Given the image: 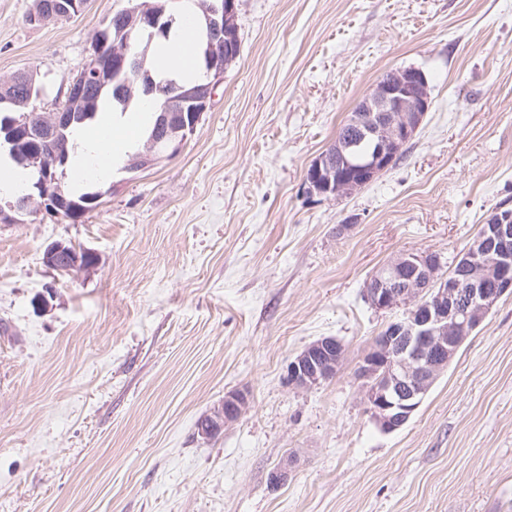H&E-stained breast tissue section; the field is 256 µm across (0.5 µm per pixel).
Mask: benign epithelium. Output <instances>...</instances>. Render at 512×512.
<instances>
[{
    "instance_id": "benign-epithelium-1",
    "label": "benign epithelium",
    "mask_w": 512,
    "mask_h": 512,
    "mask_svg": "<svg viewBox=\"0 0 512 512\" xmlns=\"http://www.w3.org/2000/svg\"><path fill=\"white\" fill-rule=\"evenodd\" d=\"M81 7L78 0H43L38 19L46 22L70 17ZM119 15L125 24L117 28L112 41L104 40L90 52L84 68L67 83V99L78 101L87 85L104 87L134 66L144 70V61L130 55V43L147 31L160 30L163 12L142 3L121 10ZM203 17L206 79L177 89L166 100L157 117L156 136L148 142V151L127 168L130 173L149 168L163 152L179 149L223 84L225 63L239 56L237 0H215L204 9ZM109 44L112 48L103 51ZM431 102L428 79L419 68H396L377 80L346 121L349 129L369 142L370 149L360 153L350 139L336 137L306 170L309 193L347 198L392 168L418 134ZM34 111L44 112L41 125L25 120L14 122L13 128L31 138L26 163L38 172L39 194H26L7 203V208L1 207L0 222L4 224L16 222L15 214L21 211L36 217L59 215V204L47 189L50 162L42 145L47 134L70 122V115L59 100L48 108L36 106ZM44 260L57 272L93 267L70 252L64 242L49 245ZM442 269L439 254L409 251L391 259L367 283L371 307L379 311L404 309L403 317L388 324L375 338L358 368L364 402L384 433L394 432L409 421L465 340L504 296L512 295V209L491 210L471 250L457 257L448 273ZM344 352V345L334 336L309 343L288 362V384L298 389L321 385L334 376ZM247 406V391L225 393L224 401L201 418V436L211 437L237 421ZM294 464L292 455L283 459L269 474L270 487L286 484Z\"/></svg>"
}]
</instances>
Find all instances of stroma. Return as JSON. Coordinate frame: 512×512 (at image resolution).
<instances>
[{
  "instance_id": "35a3bbf8",
  "label": "stroma",
  "mask_w": 512,
  "mask_h": 512,
  "mask_svg": "<svg viewBox=\"0 0 512 512\" xmlns=\"http://www.w3.org/2000/svg\"><path fill=\"white\" fill-rule=\"evenodd\" d=\"M31 4L0 0V77L37 72L48 104L130 0L37 27ZM238 27L177 154L116 167L77 222L0 224V512H512V297L395 432L356 374L403 315L369 305L373 271L455 259L512 200V0H239ZM406 66L433 105L404 158L352 197L307 193L357 100ZM56 241L97 264L58 275ZM322 336L346 348L336 375L289 386ZM235 389L246 413L198 435Z\"/></svg>"
}]
</instances>
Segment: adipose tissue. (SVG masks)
I'll use <instances>...</instances> for the list:
<instances>
[{
	"label": "adipose tissue",
	"mask_w": 512,
	"mask_h": 512,
	"mask_svg": "<svg viewBox=\"0 0 512 512\" xmlns=\"http://www.w3.org/2000/svg\"><path fill=\"white\" fill-rule=\"evenodd\" d=\"M180 20L170 30L167 39L153 49V71L158 80L179 83L193 81L197 75V25L195 9L190 0H180ZM149 110L131 108L120 111L111 106L99 110L95 133L76 130L70 167L74 181L89 177L107 178L113 166L123 163L131 153L137 135L145 130Z\"/></svg>",
	"instance_id": "adipose-tissue-1"
}]
</instances>
